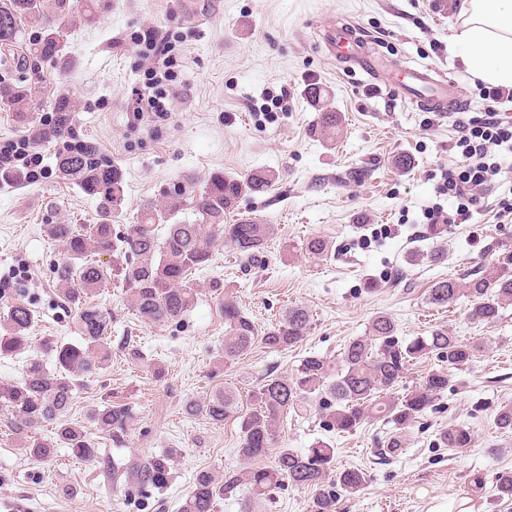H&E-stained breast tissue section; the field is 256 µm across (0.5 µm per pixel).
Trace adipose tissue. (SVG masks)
Returning a JSON list of instances; mask_svg holds the SVG:
<instances>
[{
	"label": "adipose tissue",
	"mask_w": 512,
	"mask_h": 512,
	"mask_svg": "<svg viewBox=\"0 0 512 512\" xmlns=\"http://www.w3.org/2000/svg\"><path fill=\"white\" fill-rule=\"evenodd\" d=\"M451 50L469 75L512 88V0H458Z\"/></svg>",
	"instance_id": "adipose-tissue-1"
}]
</instances>
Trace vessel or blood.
<instances>
[{
    "mask_svg": "<svg viewBox=\"0 0 512 512\" xmlns=\"http://www.w3.org/2000/svg\"><path fill=\"white\" fill-rule=\"evenodd\" d=\"M432 66L407 67L396 85L399 95L418 103L422 111L455 117L467 108L465 100L449 95L445 85L435 77Z\"/></svg>",
    "mask_w": 512,
    "mask_h": 512,
    "instance_id": "1",
    "label": "vessel or blood"
}]
</instances>
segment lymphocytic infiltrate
Wrapping results in <instances>:
<instances>
[{
	"instance_id": "lymphocytic-infiltrate-1",
	"label": "lymphocytic infiltrate",
	"mask_w": 512,
	"mask_h": 512,
	"mask_svg": "<svg viewBox=\"0 0 512 512\" xmlns=\"http://www.w3.org/2000/svg\"><path fill=\"white\" fill-rule=\"evenodd\" d=\"M141 55L150 61V82L135 92L134 119L151 113L156 121L170 120L164 101L163 84L174 81L178 59L168 37H153L140 43ZM479 94L485 103L481 115L461 119L455 148L463 159L458 169L445 170L435 187L437 200L425 207L427 224H468L482 208L485 195L495 192L512 177V89L483 85ZM452 199V208L441 197Z\"/></svg>"
}]
</instances>
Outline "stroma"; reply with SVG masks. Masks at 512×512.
I'll list each match as a JSON object with an SVG mask.
<instances>
[{
	"instance_id": "35a3bbf8",
	"label": "stroma",
	"mask_w": 512,
	"mask_h": 512,
	"mask_svg": "<svg viewBox=\"0 0 512 512\" xmlns=\"http://www.w3.org/2000/svg\"><path fill=\"white\" fill-rule=\"evenodd\" d=\"M449 3L100 0L94 21L67 36L74 67L63 71L47 61L29 73L33 120L52 118L59 94L68 93L74 134L121 168L120 233L174 183H200L216 172L241 178L260 167L275 171L277 181L266 193L243 197L226 221L250 218L275 232L258 262L219 247L215 264L191 275L197 299L176 323L143 324L116 280L102 286L97 300L112 313V362L85 378L68 419L85 424L90 408L120 400L135 412L130 435L117 447L94 430L97 458L82 460L63 448L51 461L34 462L10 430V414L0 411V512H179L196 471L221 476L240 466L239 420L220 426L187 416L185 401L222 386L249 397L266 379L293 374L309 354L336 357L379 312L394 318L401 338L445 326L482 350L453 372L445 393L387 460L379 452L393 425L377 421L339 434L315 407L280 420L281 444L303 453L327 441L336 448L337 468L365 472V487L340 497L337 512H512V500L498 498L495 489L496 474L512 470V432L494 423L497 408L512 403V306L495 323L476 325L466 318L468 299L445 307L427 301L436 280L493 270L512 252V224L496 223L491 212L498 199L512 200V189L490 194L474 223L449 225L444 255L433 258L420 219L435 199L440 170L461 163L452 148L458 122L429 121L391 88L402 67L430 64L450 94L467 99L469 115L482 112L476 78L450 50L456 20ZM336 29L355 32L385 62L377 78L339 66L324 43ZM148 31L182 39L184 65L168 91L172 118L158 130L134 122L127 110L148 69L134 38ZM313 87L322 92L320 103L309 97ZM323 106L340 116L332 145L314 133ZM63 148L60 141L39 146L45 172L38 181L0 186V316L13 303L34 314L31 346L0 359V381L20 380L43 341L78 340L53 273L61 248L45 226L93 223L98 201L59 175ZM401 157L406 165H398ZM313 236L330 241L331 254H307L304 243ZM227 296L262 328L289 306L306 307L311 328L292 349L256 345L232 364H219L218 304ZM129 338L141 344L147 361L130 359ZM461 422L474 431L472 447H439V431ZM168 448L164 484L132 490L131 461ZM477 476L479 489L472 483Z\"/></svg>"
}]
</instances>
